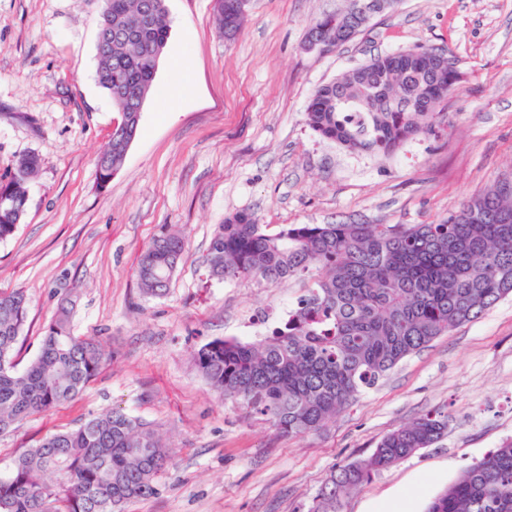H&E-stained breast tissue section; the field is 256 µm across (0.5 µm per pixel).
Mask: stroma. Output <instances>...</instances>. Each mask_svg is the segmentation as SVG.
<instances>
[{"label": "stroma", "mask_w": 512, "mask_h": 512, "mask_svg": "<svg viewBox=\"0 0 512 512\" xmlns=\"http://www.w3.org/2000/svg\"><path fill=\"white\" fill-rule=\"evenodd\" d=\"M346 0H249L227 40L216 0H167L169 39L139 133L99 186L96 161L121 115L95 71L104 0H0V176L39 162L25 214L0 241V290L28 298L15 362L37 354L61 299L77 335L109 361L75 399L0 434V462L46 435L116 408L156 425L176 451L157 495L124 512H310L326 476L368 455L416 416L448 421L433 447L342 496L339 512H425L474 461L512 438V296L411 354L319 432L282 434L222 402L193 353L217 338L252 341L287 318L306 283L220 281L206 256L217 224L254 214L290 224H433L512 173V0H395L341 48H304L312 18ZM429 45L460 71L433 132L389 156L349 152L305 122L321 84L371 54ZM184 70H174L170 55ZM184 84L176 111L162 90ZM186 253L162 297L137 280L151 241Z\"/></svg>", "instance_id": "35a3bbf8"}]
</instances>
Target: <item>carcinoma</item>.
I'll use <instances>...</instances> for the list:
<instances>
[{
	"instance_id": "carcinoma-1",
	"label": "carcinoma",
	"mask_w": 512,
	"mask_h": 512,
	"mask_svg": "<svg viewBox=\"0 0 512 512\" xmlns=\"http://www.w3.org/2000/svg\"><path fill=\"white\" fill-rule=\"evenodd\" d=\"M108 2L112 28L99 32L97 82L133 106L135 95L148 96L168 41L166 0ZM243 17L238 0H222L216 27L230 39ZM361 28L348 0L344 11L313 19L308 35L336 48ZM416 50L422 67L390 52L317 87L308 126L349 151L384 156L431 132L460 80L450 81L445 53ZM37 167L27 155L0 180L11 199L0 205L1 241L20 224ZM185 251L174 233L152 241L137 270L145 294H166ZM207 262L210 276L226 281L311 280L266 336L214 339L193 363L220 399L284 433L316 432L405 357L512 294V187L496 182L438 224H293L269 233L240 212L218 226ZM26 310L23 292L0 293V433L74 399L108 361L98 341L74 334L67 301L45 327L38 355L17 370L13 349ZM446 429L445 419L425 414L388 433L370 455L327 476L311 512H336L341 494L431 447ZM174 457L152 425L105 410L0 467V512H121L158 493ZM426 512H512V439L473 463Z\"/></svg>"
}]
</instances>
